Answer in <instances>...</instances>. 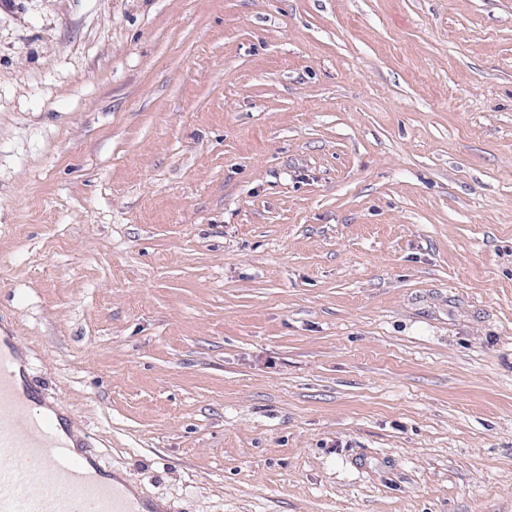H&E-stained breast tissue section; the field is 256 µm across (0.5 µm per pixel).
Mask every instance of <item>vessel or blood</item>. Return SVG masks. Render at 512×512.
<instances>
[{"instance_id":"1","label":"vessel or blood","mask_w":512,"mask_h":512,"mask_svg":"<svg viewBox=\"0 0 512 512\" xmlns=\"http://www.w3.org/2000/svg\"><path fill=\"white\" fill-rule=\"evenodd\" d=\"M20 363L11 336H0V512H163L138 508L124 488L92 475L91 459L72 455L57 435L62 409L42 417L20 392Z\"/></svg>"}]
</instances>
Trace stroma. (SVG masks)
<instances>
[{"label": "stroma", "mask_w": 512, "mask_h": 512, "mask_svg": "<svg viewBox=\"0 0 512 512\" xmlns=\"http://www.w3.org/2000/svg\"><path fill=\"white\" fill-rule=\"evenodd\" d=\"M0 329L171 512H512V0H0Z\"/></svg>", "instance_id": "35a3bbf8"}]
</instances>
